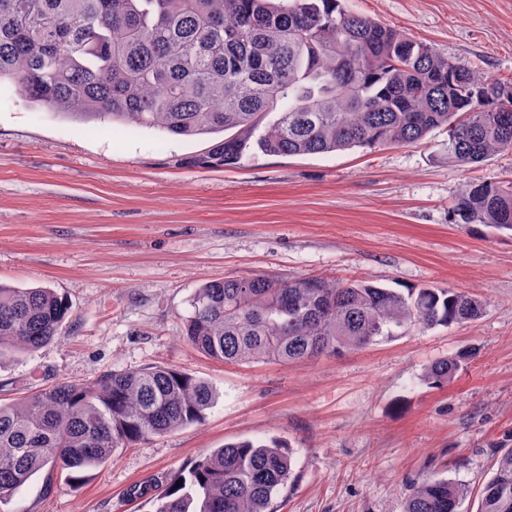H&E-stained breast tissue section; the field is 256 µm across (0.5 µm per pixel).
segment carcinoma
Here are the masks:
<instances>
[{"label": "carcinoma", "mask_w": 512, "mask_h": 512, "mask_svg": "<svg viewBox=\"0 0 512 512\" xmlns=\"http://www.w3.org/2000/svg\"><path fill=\"white\" fill-rule=\"evenodd\" d=\"M2 79L79 118L181 137L233 131L191 160L199 167L236 165L255 146L277 156L403 147L442 127L452 165L512 152L511 85L347 11L343 0H0ZM453 214L512 231V186L469 185ZM192 307L185 339L208 357L288 364L411 327L463 324L482 302L454 288L257 275L208 281ZM67 313L51 288L0 284V359L50 343ZM459 368L450 356L426 378L446 383ZM213 402L207 381L161 366L0 402V504L43 470L75 479L120 449L201 421ZM496 465L477 512H512V448ZM291 477L285 445L229 443L161 490L156 512H275ZM468 493L457 480L425 479L404 512H459Z\"/></svg>", "instance_id": "obj_1"}]
</instances>
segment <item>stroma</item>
Returning <instances> with one entry per match:
<instances>
[{"label":"stroma","mask_w":512,"mask_h":512,"mask_svg":"<svg viewBox=\"0 0 512 512\" xmlns=\"http://www.w3.org/2000/svg\"><path fill=\"white\" fill-rule=\"evenodd\" d=\"M477 74L512 84V0H344ZM211 137L84 121L0 81V283L54 289L60 335L0 364V398L113 370L173 367L210 383L204 418L119 450L82 478L38 473L0 512H155V494L225 444L281 441L293 481L277 512H403L412 482L468 485L512 448V232L459 224L470 184L512 183V154L448 162L438 129L405 147L183 165ZM323 276L477 295L467 323L412 328L339 355L225 364L184 338L205 282ZM447 385L424 379L448 355Z\"/></svg>","instance_id":"35a3bbf8"}]
</instances>
